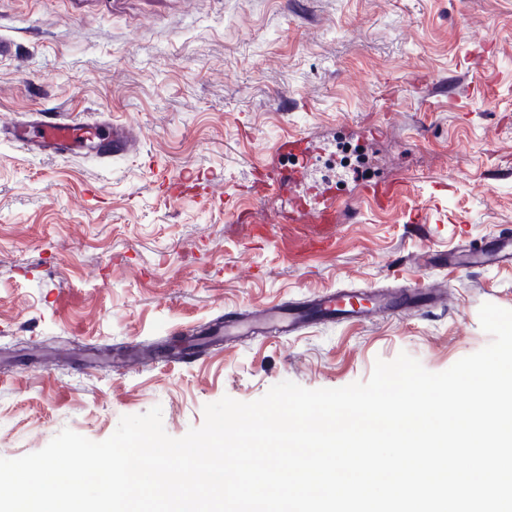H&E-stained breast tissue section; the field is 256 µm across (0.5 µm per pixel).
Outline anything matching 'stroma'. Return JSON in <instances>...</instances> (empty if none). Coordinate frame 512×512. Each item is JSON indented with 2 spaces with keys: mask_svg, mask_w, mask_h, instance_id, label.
<instances>
[{
  "mask_svg": "<svg viewBox=\"0 0 512 512\" xmlns=\"http://www.w3.org/2000/svg\"><path fill=\"white\" fill-rule=\"evenodd\" d=\"M0 36V125L65 112L145 132L107 163L0 143V457L65 428L103 441L157 405L179 438L222 397L342 387L402 352L441 372L489 343L483 303L512 309V265L421 259L512 233V0H0ZM298 134L339 221L332 251L292 261L250 228L287 205L253 185ZM384 179L404 187L378 210L363 187ZM419 210L441 223L415 230ZM420 282L438 304L138 355L228 311Z\"/></svg>",
  "mask_w": 512,
  "mask_h": 512,
  "instance_id": "obj_1",
  "label": "stroma"
}]
</instances>
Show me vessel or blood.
Instances as JSON below:
<instances>
[{"label":"vessel or blood","instance_id":"vessel-or-blood-1","mask_svg":"<svg viewBox=\"0 0 512 512\" xmlns=\"http://www.w3.org/2000/svg\"><path fill=\"white\" fill-rule=\"evenodd\" d=\"M10 142L35 155L94 154L100 161L126 157L137 153L140 139L132 127L123 123L113 124L109 137L99 138L97 121H86L60 114L37 112L16 127L8 136ZM276 162L266 165L259 174L258 197L267 191L282 190L289 184L301 181L302 173L288 166V159L308 158L309 151L302 137L289 135L280 138L274 147ZM400 190L395 180H383L367 185L370 200L379 206L388 204ZM281 220L293 226L304 224H333L338 214L333 199H324L322 207H308L305 200L294 199L288 210L281 213ZM334 244L333 235L317 238H289L283 248L289 258L295 259L306 253H319ZM430 263H444L456 268L471 269L512 264V237L501 236L489 244L478 245L470 241L461 244L447 255H433ZM434 295L432 288L422 285L416 288L345 290L323 292L305 306H276L250 318L238 315L225 316L212 326L210 333L227 338L244 335H259L271 329L283 335H291L304 323L313 320L363 321L377 311H399L414 304H430Z\"/></svg>","mask_w":512,"mask_h":512}]
</instances>
